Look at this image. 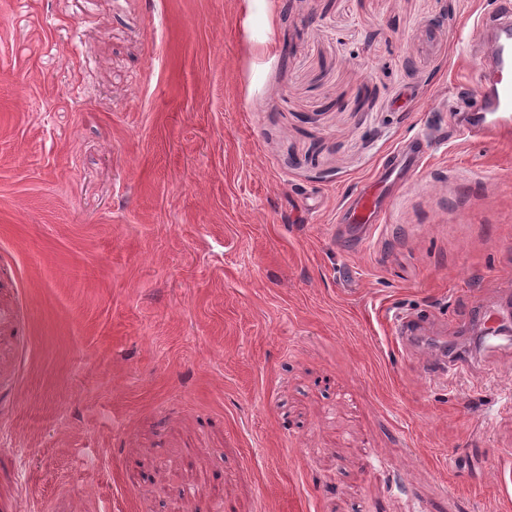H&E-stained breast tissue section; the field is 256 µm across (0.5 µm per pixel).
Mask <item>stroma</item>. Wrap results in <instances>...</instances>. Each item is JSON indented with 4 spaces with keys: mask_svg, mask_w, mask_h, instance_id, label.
Masks as SVG:
<instances>
[{
    "mask_svg": "<svg viewBox=\"0 0 512 512\" xmlns=\"http://www.w3.org/2000/svg\"><path fill=\"white\" fill-rule=\"evenodd\" d=\"M497 5L0 0V512H512V368L386 320L512 295V137L454 120ZM424 154L425 149L421 143H416L410 151L394 152L391 160L383 165L373 184L343 204V219L345 224H350L352 227L350 235L352 241L362 244L368 239L375 224H379L386 188L418 169ZM389 325L394 334V339L401 348L413 356L424 366L433 367L440 375L472 373L474 364L478 359H472L470 355L460 352L448 354L447 337L438 344L427 343L421 335H430L426 323L417 315L411 313L394 312L389 316ZM420 343L431 353H415L416 345Z\"/></svg>",
    "mask_w": 512,
    "mask_h": 512,
    "instance_id": "1",
    "label": "stroma"
}]
</instances>
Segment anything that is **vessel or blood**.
<instances>
[{"instance_id":"1","label":"vessel or blood","mask_w":512,"mask_h":512,"mask_svg":"<svg viewBox=\"0 0 512 512\" xmlns=\"http://www.w3.org/2000/svg\"><path fill=\"white\" fill-rule=\"evenodd\" d=\"M468 43L482 47L483 52L476 57L474 68L478 100L461 109L463 126L471 136L481 139L512 134V0H499L497 10L480 15L468 34ZM424 154L419 143L410 150L394 152L373 184L343 204V219L351 226L352 241L368 239L379 222L387 187L418 169ZM389 325L401 348L437 374L473 372L474 359L465 353L449 352L447 343L433 344L427 352L416 353V345L427 332L418 316L395 312L389 317ZM478 328L484 352H512V316L494 307L483 309Z\"/></svg>"}]
</instances>
